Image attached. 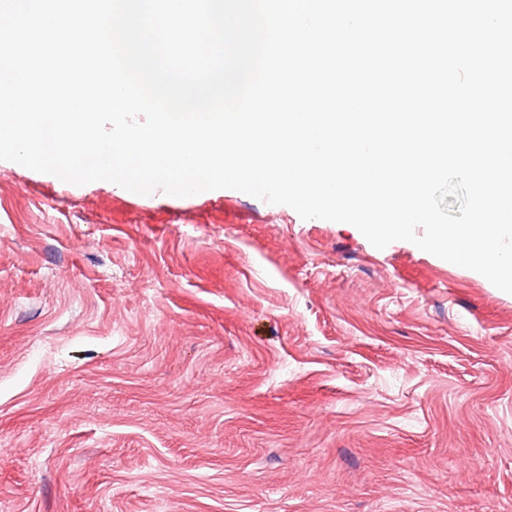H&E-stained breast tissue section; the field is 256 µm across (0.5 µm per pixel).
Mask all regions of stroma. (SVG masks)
I'll return each mask as SVG.
<instances>
[{
	"label": "stroma",
	"instance_id": "35a3bbf8",
	"mask_svg": "<svg viewBox=\"0 0 512 512\" xmlns=\"http://www.w3.org/2000/svg\"><path fill=\"white\" fill-rule=\"evenodd\" d=\"M0 512H512V294L0 161Z\"/></svg>",
	"mask_w": 512,
	"mask_h": 512
}]
</instances>
